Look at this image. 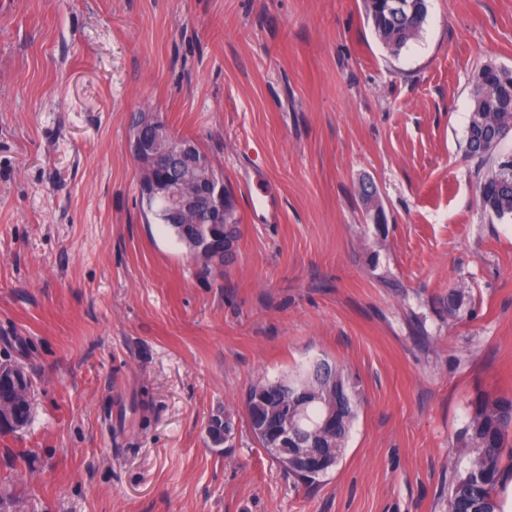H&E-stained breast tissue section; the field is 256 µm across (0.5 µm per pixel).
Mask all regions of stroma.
<instances>
[{"mask_svg": "<svg viewBox=\"0 0 512 512\" xmlns=\"http://www.w3.org/2000/svg\"><path fill=\"white\" fill-rule=\"evenodd\" d=\"M490 62L512 70V0H427L396 56L364 0H0V361L33 396L0 434L8 512H446L476 398H512V220L466 151ZM140 112L231 187L223 273L144 223ZM320 359L361 404L308 488L241 408Z\"/></svg>", "mask_w": 512, "mask_h": 512, "instance_id": "stroma-1", "label": "stroma"}]
</instances>
